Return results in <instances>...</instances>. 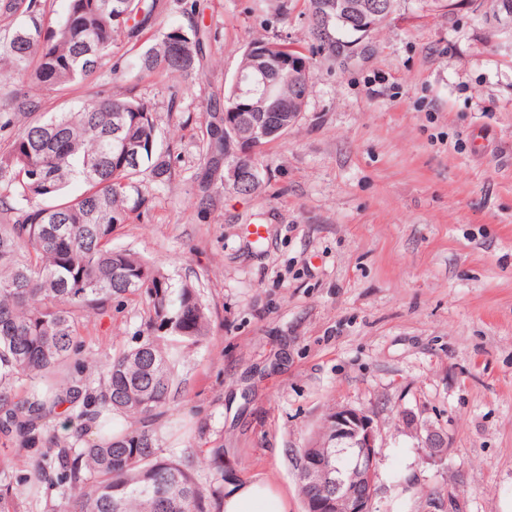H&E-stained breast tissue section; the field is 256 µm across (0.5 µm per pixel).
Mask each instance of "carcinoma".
<instances>
[{
	"label": "carcinoma",
	"mask_w": 512,
	"mask_h": 512,
	"mask_svg": "<svg viewBox=\"0 0 512 512\" xmlns=\"http://www.w3.org/2000/svg\"><path fill=\"white\" fill-rule=\"evenodd\" d=\"M397 0H308L309 53L277 41H255L241 68H263L265 83L231 80L201 103L199 163L193 204L203 213L224 192L256 193L264 179L259 147L280 139L303 111L316 57L336 61L384 27ZM0 0V83L23 79L29 90L4 99L10 128L0 149V376L30 380L29 396L4 409L0 431L36 441L52 411L66 406L75 442L85 422L105 414L137 418L167 405L184 350L209 334L208 307L192 285L177 286L152 262L112 246V237L148 210L150 187L171 182L169 154L157 146L150 104L136 86L100 89L65 112L43 111L44 99L93 79L118 41L137 45L159 14V0ZM210 32L196 24L170 28L140 49L134 67L169 82L168 109L180 108L182 82L208 81ZM257 128L258 143L246 132ZM233 167L235 181H224ZM72 182L86 189L68 193ZM147 307L151 334L138 346L64 376L86 317L112 301ZM56 481L81 484L65 512H211L212 486L191 470L154 456L150 437L102 434L57 453Z\"/></svg>",
	"instance_id": "obj_1"
}]
</instances>
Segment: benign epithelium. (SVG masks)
Returning a JSON list of instances; mask_svg holds the SVG:
<instances>
[{
  "label": "benign epithelium",
  "instance_id": "1",
  "mask_svg": "<svg viewBox=\"0 0 512 512\" xmlns=\"http://www.w3.org/2000/svg\"><path fill=\"white\" fill-rule=\"evenodd\" d=\"M376 441L377 427L368 414L344 407L329 417L324 443L305 451L306 480L325 489V498L305 501L307 512H373Z\"/></svg>",
  "mask_w": 512,
  "mask_h": 512
}]
</instances>
